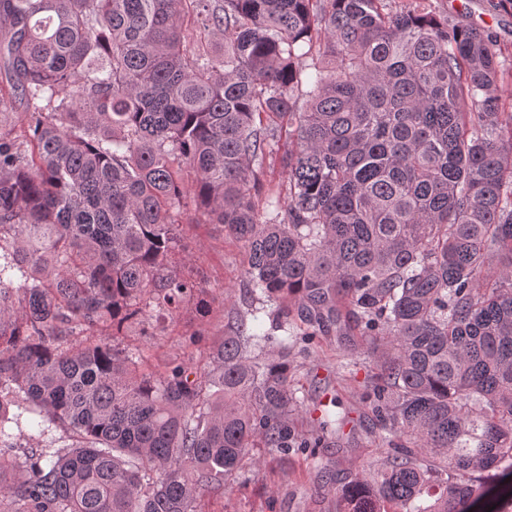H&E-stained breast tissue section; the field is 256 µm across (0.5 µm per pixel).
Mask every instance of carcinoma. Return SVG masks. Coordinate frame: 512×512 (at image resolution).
<instances>
[{"instance_id": "carcinoma-1", "label": "carcinoma", "mask_w": 512, "mask_h": 512, "mask_svg": "<svg viewBox=\"0 0 512 512\" xmlns=\"http://www.w3.org/2000/svg\"><path fill=\"white\" fill-rule=\"evenodd\" d=\"M392 2L0 0L26 107L0 112V443L14 406L77 440L0 446V512H199L259 446L335 445L345 414L296 430L290 357L356 327L409 445L336 512H467L473 474L512 477V81L483 30ZM186 198L283 332L236 328L203 374L115 344L194 289Z\"/></svg>"}]
</instances>
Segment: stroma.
Here are the masks:
<instances>
[{
	"label": "stroma",
	"instance_id": "35a3bbf8",
	"mask_svg": "<svg viewBox=\"0 0 512 512\" xmlns=\"http://www.w3.org/2000/svg\"><path fill=\"white\" fill-rule=\"evenodd\" d=\"M431 8L458 25L483 28L499 45L501 62L512 69V11L497 8L496 0H430ZM178 246L172 269L192 282L194 292L172 316L149 317L142 325L119 337L123 348H138L152 364L164 368L186 360L190 340L202 349L222 343L240 322L254 331L271 326L267 314L256 311L247 287V261L242 244L229 236L223 225L198 223L192 207L175 209ZM376 372V359L365 338L356 345L334 336L316 340L309 353L295 352L292 384L302 404L328 403L336 399L338 411L348 414L340 446L309 451L295 448L288 454L255 449L256 463L239 475L231 491L206 496L202 512H336V490L357 473L378 469L388 450L382 431L363 400ZM9 443L17 450L32 443L43 448H63L71 442L66 433H38L30 415L8 424ZM319 457L328 477H320L311 463Z\"/></svg>",
	"mask_w": 512,
	"mask_h": 512
}]
</instances>
